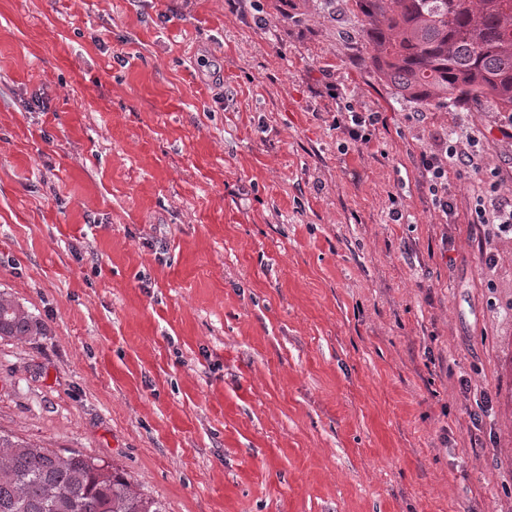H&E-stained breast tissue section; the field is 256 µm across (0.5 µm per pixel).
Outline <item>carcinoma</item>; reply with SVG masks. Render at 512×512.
<instances>
[{"label":"carcinoma","instance_id":"1","mask_svg":"<svg viewBox=\"0 0 512 512\" xmlns=\"http://www.w3.org/2000/svg\"><path fill=\"white\" fill-rule=\"evenodd\" d=\"M377 73L405 99L512 112V0H355ZM38 330L0 293V337ZM0 512H166L103 460L0 434Z\"/></svg>","mask_w":512,"mask_h":512}]
</instances>
